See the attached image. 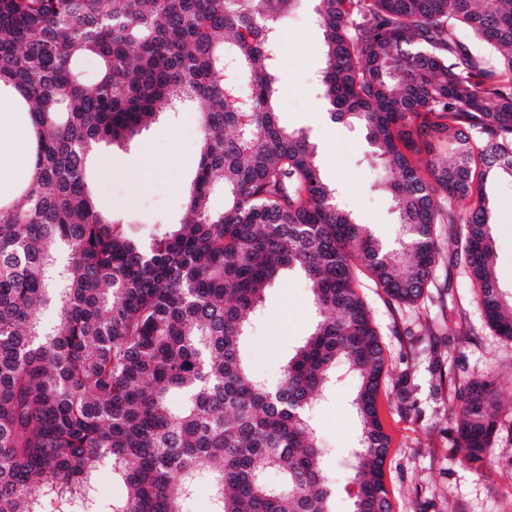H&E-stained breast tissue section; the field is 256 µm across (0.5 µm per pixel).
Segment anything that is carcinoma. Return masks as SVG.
Listing matches in <instances>:
<instances>
[{
    "mask_svg": "<svg viewBox=\"0 0 512 512\" xmlns=\"http://www.w3.org/2000/svg\"><path fill=\"white\" fill-rule=\"evenodd\" d=\"M301 2L0 0V92L22 97L33 142L19 201L0 199V512H179L200 461L211 512H332L308 412L339 364L362 426L353 512H392L377 405L388 365L359 290L366 277L393 302L425 298L445 224L490 327L512 340L485 190L512 178V0H315L319 97L365 133L371 188L399 217L392 250L337 205L309 134L279 123V32ZM187 102L201 133L189 219L146 242L96 202L90 162ZM423 128L453 160L419 144ZM285 271L307 280L318 320L272 388L241 344ZM454 405L453 446L480 471L500 394L473 380ZM104 461L126 487L109 502L95 487Z\"/></svg>",
    "mask_w": 512,
    "mask_h": 512,
    "instance_id": "obj_1",
    "label": "carcinoma"
}]
</instances>
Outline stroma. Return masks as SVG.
Wrapping results in <instances>:
<instances>
[{
  "label": "stroma",
  "instance_id": "35a3bbf8",
  "mask_svg": "<svg viewBox=\"0 0 512 512\" xmlns=\"http://www.w3.org/2000/svg\"><path fill=\"white\" fill-rule=\"evenodd\" d=\"M314 4L304 0L283 29L280 46V120L305 130L317 143L324 175L338 188L337 202L352 210L381 238L392 239L398 216L388 198L372 191V171L361 165L363 137L324 115L315 89L322 65L321 41L310 22ZM199 116L194 108L164 114L135 137L125 150L104 146L107 171L90 180L98 200L123 221L148 234L165 224L183 222L185 189L200 155ZM493 212V261L504 295L512 294V180L488 181ZM478 289L464 266L444 264L436 286L414 305L387 299L381 289H363L390 366L378 395V408L391 443L385 481L393 512H512V409L502 408L496 455L478 473L451 450L455 388L475 379H490L503 393L512 392V340L488 326L477 301ZM317 320L304 278L296 272L278 278L265 291L262 317L246 336L243 356L268 384L277 385L282 367ZM440 359L442 374L430 373ZM416 379L414 411L401 410L396 387L401 371ZM352 378L309 412L311 426L325 450L324 469L336 489L332 512H351L353 472L347 465L357 448L360 424L351 406Z\"/></svg>",
  "mask_w": 512,
  "mask_h": 512
}]
</instances>
